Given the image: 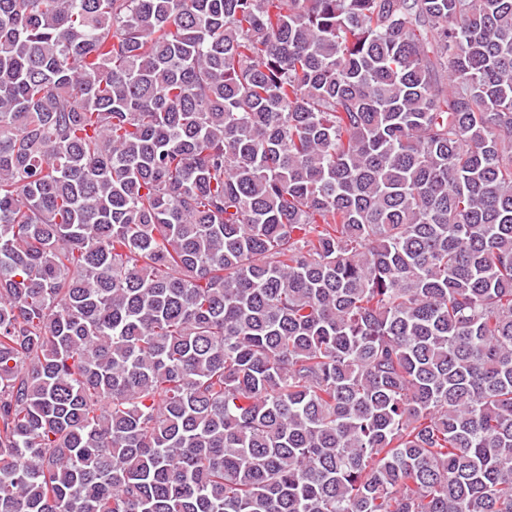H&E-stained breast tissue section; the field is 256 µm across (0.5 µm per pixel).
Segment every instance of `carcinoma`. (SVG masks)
Returning a JSON list of instances; mask_svg holds the SVG:
<instances>
[{
  "mask_svg": "<svg viewBox=\"0 0 512 512\" xmlns=\"http://www.w3.org/2000/svg\"><path fill=\"white\" fill-rule=\"evenodd\" d=\"M0 512H512V0H0Z\"/></svg>",
  "mask_w": 512,
  "mask_h": 512,
  "instance_id": "1",
  "label": "carcinoma"
}]
</instances>
